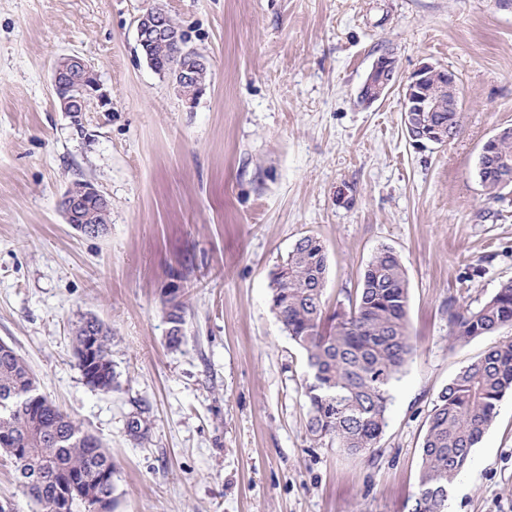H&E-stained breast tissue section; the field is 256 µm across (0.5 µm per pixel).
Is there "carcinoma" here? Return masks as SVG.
Returning <instances> with one entry per match:
<instances>
[{
	"label": "carcinoma",
	"instance_id": "carcinoma-1",
	"mask_svg": "<svg viewBox=\"0 0 512 512\" xmlns=\"http://www.w3.org/2000/svg\"><path fill=\"white\" fill-rule=\"evenodd\" d=\"M430 120L462 127L461 113L448 111V97ZM484 194L498 199L512 187V131L497 136L478 169ZM328 255L317 237L297 240L285 261L270 274L272 308L288 338L305 355L304 379L308 430L317 439L339 441L351 453L376 447L387 426L390 386L412 354L407 319L408 281L399 255L390 248L368 262L361 287L348 305L326 311L324 299ZM162 304L168 324L167 345L177 349L185 336L183 292L171 287ZM451 325L449 338L471 339L512 327V281L500 286L479 307L449 299L444 305ZM97 343L96 359L81 368L93 388L108 392L115 383L112 332L98 324L97 335L84 327L75 333V354L89 341ZM31 381L24 360L0 344V398L14 396L11 408L0 407V451L16 466L23 495L38 512H75L80 505L110 512L112 456L92 434L46 396L26 404L20 392ZM512 393V337L463 367L434 404L421 450L419 491L411 512H448V495L467 468L471 452L491 425L499 402Z\"/></svg>",
	"mask_w": 512,
	"mask_h": 512
}]
</instances>
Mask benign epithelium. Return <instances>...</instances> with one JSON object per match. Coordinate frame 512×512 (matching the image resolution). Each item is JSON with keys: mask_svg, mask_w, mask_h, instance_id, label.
<instances>
[{"mask_svg": "<svg viewBox=\"0 0 512 512\" xmlns=\"http://www.w3.org/2000/svg\"><path fill=\"white\" fill-rule=\"evenodd\" d=\"M136 42L144 49L161 46L172 49V59L158 68L151 54H146L148 65L160 74L169 75L186 103H196L205 90L202 77L209 70V61L197 50L186 45L182 33L169 12L161 5L146 10L136 19ZM443 69L431 63L422 64L407 79H402L392 53L380 55L372 64L359 91L367 105L380 100L394 88L402 97V122L409 142L419 148L429 144L445 145L454 139V130L444 125L422 121L423 113L437 111L428 80ZM53 91L63 112L78 116L94 107L110 104L107 92L102 90L91 64L78 54L61 58L52 72ZM65 222L86 236H99L105 226L93 222L94 215L110 210V202L94 185L71 184L60 202Z\"/></svg>", "mask_w": 512, "mask_h": 512, "instance_id": "1", "label": "benign epithelium"}]
</instances>
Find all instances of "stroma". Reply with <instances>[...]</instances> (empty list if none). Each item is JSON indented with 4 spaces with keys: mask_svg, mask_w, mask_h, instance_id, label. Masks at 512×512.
Wrapping results in <instances>:
<instances>
[{
    "mask_svg": "<svg viewBox=\"0 0 512 512\" xmlns=\"http://www.w3.org/2000/svg\"><path fill=\"white\" fill-rule=\"evenodd\" d=\"M163 5L210 63L187 105L136 44ZM458 78L462 130L415 148L399 91L358 101L374 60ZM76 53L111 97L80 119L54 101ZM512 126V9L500 0H0V342L39 391L112 455V512H410L441 391L506 327L448 339V298L478 307L512 280V192L484 195V142ZM76 180L110 202L98 237L66 224ZM313 235L328 307L380 248L409 282L413 352L376 448L308 432L303 353L270 305V273ZM185 289L166 345L164 291ZM112 330L117 384H87L73 338ZM147 434L133 438L131 420ZM448 512H512V394L455 480ZM174 286V285H173ZM172 286V287H173ZM168 288L163 295L162 304L168 324L170 325L167 336L169 348L177 349L183 342L185 336V309L183 292L181 288L174 286Z\"/></svg>",
    "mask_w": 512,
    "mask_h": 512,
    "instance_id": "35a3bbf8",
    "label": "stroma"
}]
</instances>
